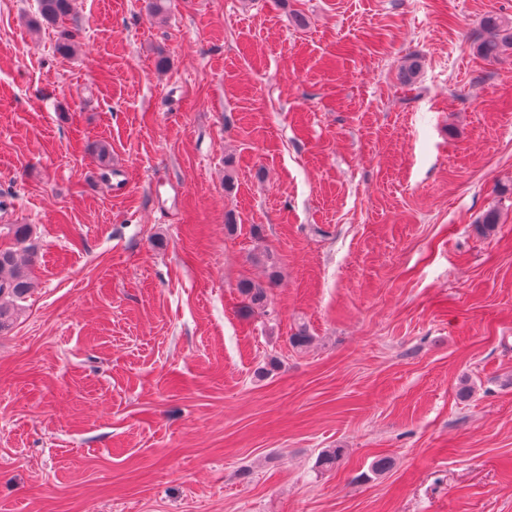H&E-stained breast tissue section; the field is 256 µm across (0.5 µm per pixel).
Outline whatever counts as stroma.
Returning a JSON list of instances; mask_svg holds the SVG:
<instances>
[{"label": "stroma", "mask_w": 512, "mask_h": 512, "mask_svg": "<svg viewBox=\"0 0 512 512\" xmlns=\"http://www.w3.org/2000/svg\"><path fill=\"white\" fill-rule=\"evenodd\" d=\"M149 5L0 0V512H512V0ZM72 0H37V15L31 20L35 27L56 26L70 15ZM483 36L476 43V51L485 60H498L512 52V17L487 14L480 22ZM33 228L29 224H0V239L14 241L16 245L23 246L25 251L33 248L30 239ZM30 261L19 260L15 250L0 248V332L9 329L23 301L35 287Z\"/></svg>", "instance_id": "1"}]
</instances>
